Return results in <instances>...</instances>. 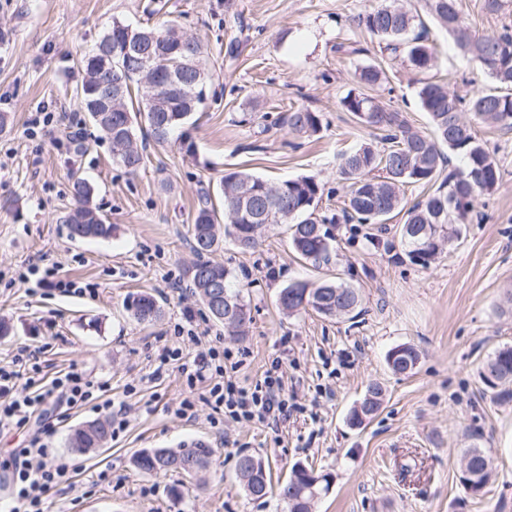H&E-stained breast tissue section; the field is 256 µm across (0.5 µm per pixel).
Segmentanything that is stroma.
<instances>
[{
  "label": "stroma",
  "mask_w": 512,
  "mask_h": 512,
  "mask_svg": "<svg viewBox=\"0 0 512 512\" xmlns=\"http://www.w3.org/2000/svg\"><path fill=\"white\" fill-rule=\"evenodd\" d=\"M385 2L0 0V28L10 32L0 44V113L9 115L0 131V269L47 253L59 262L61 278L97 288L93 296L32 295L21 283H0V363H11L17 347H39L44 374L87 371L109 398L132 407L127 428L87 452L70 448L68 435L107 411L47 414L51 446L82 487L53 489L52 512H287L278 495L244 494L237 477L243 454L269 462L276 483L300 461L332 473V489L314 512H512V402L491 399L479 377L489 355L512 345V317L499 312L512 294V130L476 124L502 181L478 200L480 220L464 225L429 266L407 258L398 216L382 235L371 224L333 227L336 255L318 269L295 257L283 224L251 251L221 241L212 258L233 269L234 287L251 304L243 336L207 317L185 275L195 259L190 228L199 200L218 192L226 173L272 183L311 176L323 189L320 214L342 206L340 154L379 141L346 112L349 92L363 91L429 130L418 105L420 73L380 50L359 24ZM116 19L177 25L201 42L211 75L204 102L168 142L145 140L146 164L134 174L113 160L110 142L75 99L81 58ZM427 26L437 80L460 94L492 89L447 32L432 20ZM231 43L238 47L232 56ZM370 64L382 66L387 79L360 87L358 72ZM300 107L318 113L317 132H289L283 118ZM34 112L52 113V123L31 132ZM75 173L94 183L93 204L113 226L109 238H70L65 219ZM376 234L380 244H369ZM336 277L359 290L357 318L279 309V292L289 283L315 287ZM142 292L161 306L155 323L133 316L130 304ZM188 308L213 343L241 353L239 380L280 362L289 397L304 407L283 431L252 421L213 427L203 403L192 421L173 414L185 377L173 366L157 380L149 375L156 344L170 340ZM405 343L420 353L409 376L393 373L385 359ZM372 382L385 390L383 405L364 426H351L349 412ZM199 442L213 450L199 476L149 475L133 465L142 449ZM474 447L494 464L479 498L460 482L461 457Z\"/></svg>",
  "instance_id": "1"
}]
</instances>
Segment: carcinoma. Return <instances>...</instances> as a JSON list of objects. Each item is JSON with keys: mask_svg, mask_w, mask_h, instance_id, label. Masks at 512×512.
<instances>
[{"mask_svg": "<svg viewBox=\"0 0 512 512\" xmlns=\"http://www.w3.org/2000/svg\"><path fill=\"white\" fill-rule=\"evenodd\" d=\"M429 12L439 26L451 35L457 46L487 70L499 85L496 92L475 91L461 96L441 84L424 78L417 97L428 114L431 132L413 128L404 113L382 104L363 93H349L343 99L346 111L366 127L380 132L383 147L364 145L341 158L340 174L347 181L340 213L328 217L316 215L323 192L312 177L286 180L277 184L278 193L271 197L267 180L243 171L224 175L219 193L224 201V236L242 249L256 247L262 235L278 224L289 225L291 246L295 254L315 268L332 260L334 238L328 224H374L378 231L387 230L388 221L403 214L400 241L406 255L416 264L429 265L445 246L459 238V225L468 224L477 200L492 194L502 180L501 170L477 138L474 122L512 130V25H503L494 36L471 34L457 0H426ZM362 24L382 44V49L402 53L418 73L428 72L434 60L425 24L419 16L393 4L382 5L367 13ZM141 41L152 47L160 98L139 100V74L128 71L115 91L102 95L100 85L112 79V58L119 57L127 40ZM203 49L198 41L190 42L175 26L136 28L112 21L98 41V46L84 55L83 77L75 88L80 108L89 114L93 125L110 141L112 157L128 171L144 165L143 150L138 147L136 132L146 134L157 143L168 140L170 133L183 125L198 103L187 100L168 88L170 75L193 69L205 74ZM386 78L373 65L359 72V82L375 84ZM469 112V121L464 113ZM285 123L295 133H313L320 127L317 113L307 108L294 109ZM464 158L463 167L447 176L441 173L450 154ZM422 185L429 193L410 207L403 205L402 188ZM93 185L85 178L72 175L75 205L66 217L74 239L107 238L112 225L99 218L91 205ZM274 203L265 206L266 201ZM218 212L211 193H205L191 228V247L197 261L188 268V278L210 316L217 322L239 329L246 325L243 316L251 315L250 302L242 290L231 287L235 278L231 268L207 259L219 245ZM421 231L417 237L408 228ZM283 311L293 314L311 309L325 317L349 315L361 303L357 289L346 282L325 281L317 288L302 282L281 289L278 298ZM133 316L152 322L160 314L155 297L144 293L131 303ZM419 351L412 345L393 347L386 355L392 372L413 373ZM481 380L491 390L494 400L512 399V346L497 349L485 362ZM383 387L371 383L361 404L353 408L351 423L362 425L372 419L382 406ZM110 436L109 422L98 420L72 430L69 445L79 451L102 447ZM212 449L203 443L191 448H147L135 456L136 469L148 474L183 473L184 466L204 469ZM472 476L460 475L464 487L475 496H483L493 466L492 458L480 448H469L462 455ZM237 475L247 495H268L274 491L286 503L288 512H313L314 501L327 495L332 475L297 463L289 478L273 488L264 461L254 455L237 465Z\"/></svg>", "mask_w": 512, "mask_h": 512, "instance_id": "obj_1", "label": "carcinoma"}]
</instances>
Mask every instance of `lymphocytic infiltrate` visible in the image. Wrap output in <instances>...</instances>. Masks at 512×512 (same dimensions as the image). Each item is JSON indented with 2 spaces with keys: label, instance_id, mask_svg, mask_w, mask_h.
<instances>
[{
  "label": "lymphocytic infiltrate",
  "instance_id": "lymphocytic-infiltrate-1",
  "mask_svg": "<svg viewBox=\"0 0 512 512\" xmlns=\"http://www.w3.org/2000/svg\"><path fill=\"white\" fill-rule=\"evenodd\" d=\"M58 273L56 262L44 255L29 261L16 276L20 282L35 284L45 292L56 290L73 296L89 293V286L60 280ZM174 333L200 346L194 355L172 344L157 349L160 365L177 366L187 379L190 394L178 402L176 415L191 418L197 403L202 402L210 406L214 414L234 421H255L274 430L287 422L292 407L279 363H272L260 378L245 384L237 378L240 364L235 361L233 352L217 345L201 346L193 311L184 312ZM101 389V383L75 369L56 373L51 379L38 383L32 379L21 381L19 370L1 365L0 435L28 427L32 417L49 408L71 409L95 403ZM51 435V425H42L20 447L12 449L10 460L0 463V470L8 474L9 512H48L47 492L70 480L68 465L50 446Z\"/></svg>",
  "mask_w": 512,
  "mask_h": 512
}]
</instances>
